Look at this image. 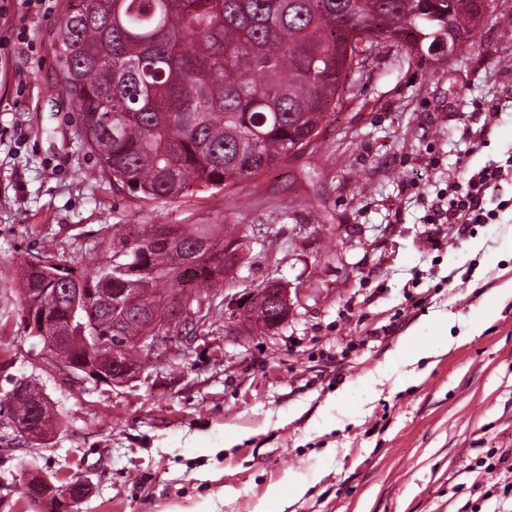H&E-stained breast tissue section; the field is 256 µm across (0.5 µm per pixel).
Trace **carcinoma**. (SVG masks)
<instances>
[{
  "mask_svg": "<svg viewBox=\"0 0 512 512\" xmlns=\"http://www.w3.org/2000/svg\"><path fill=\"white\" fill-rule=\"evenodd\" d=\"M422 0H70L58 29L61 80L81 114L82 141L114 186L148 199L175 198L191 184L222 190L288 160L341 104L358 44L395 37L417 50L445 32L474 38L481 0H452L427 18ZM451 10V20L444 11ZM238 225L103 224L102 261L79 268L52 250L35 269L18 266L19 325L36 295L41 336L64 328L69 356H86L87 336H122L94 346L107 367L132 365L150 313L174 332L201 289L241 263ZM241 323L274 330L278 288L267 279ZM50 399L36 379L0 395V418L20 441L47 447Z\"/></svg>",
  "mask_w": 512,
  "mask_h": 512,
  "instance_id": "1",
  "label": "carcinoma"
}]
</instances>
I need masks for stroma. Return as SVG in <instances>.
<instances>
[{
	"instance_id": "obj_1",
	"label": "stroma",
	"mask_w": 512,
	"mask_h": 512,
	"mask_svg": "<svg viewBox=\"0 0 512 512\" xmlns=\"http://www.w3.org/2000/svg\"><path fill=\"white\" fill-rule=\"evenodd\" d=\"M487 2L454 55L384 47L288 161L165 200L90 178L60 78L65 0L11 6L28 43L0 63V335L9 374L40 379L65 426L46 448L0 426V512H35L36 473L89 481L73 512H512V475L487 468L489 449L512 454V173L497 223L430 221L450 181L512 164V0ZM104 224H237L252 263L228 293L313 292L277 331L217 325L156 342L126 385L68 381L19 330L16 270L48 241L97 266Z\"/></svg>"
}]
</instances>
